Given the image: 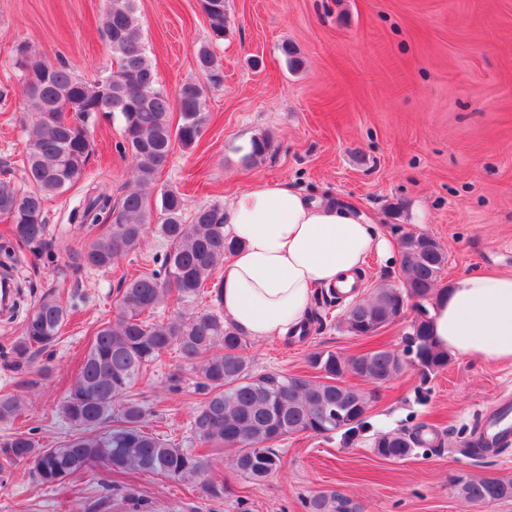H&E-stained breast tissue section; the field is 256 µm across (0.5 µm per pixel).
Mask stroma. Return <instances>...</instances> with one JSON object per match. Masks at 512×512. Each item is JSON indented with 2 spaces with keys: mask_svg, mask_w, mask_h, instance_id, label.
<instances>
[{
  "mask_svg": "<svg viewBox=\"0 0 512 512\" xmlns=\"http://www.w3.org/2000/svg\"><path fill=\"white\" fill-rule=\"evenodd\" d=\"M108 7V0H0V175L24 177L21 118L30 106L14 64L17 47L65 61L85 80L107 76L114 66L102 33ZM226 12L224 39L213 43L224 81L207 93V125L193 150L173 151L151 206L169 187L192 211L288 180L305 194L366 213L391 242L407 231L435 238L448 253L439 287L478 273L512 275V0H226ZM135 17L162 88L171 92L200 78L196 50L211 43L200 0H137ZM287 46L292 55L284 54ZM91 134L83 182L46 204L52 234L74 248L87 235L68 216L88 186L108 182L116 198L134 186L128 159L115 149L119 121L100 120ZM263 135L269 151L248 160L251 139ZM170 247L153 231L112 269L76 274L65 253L49 258L17 246L0 218V253L16 256L22 293L16 312L0 320V396L27 402L15 420L0 422V439L27 432L59 445L71 437L60 407L94 331L116 315L120 281L158 268ZM360 276L364 286L352 297L318 292L306 337L249 341L253 373L317 380L320 372L307 363L312 351L403 349L411 308L371 338L341 329L351 300L371 296L380 284H401L399 263L374 255ZM47 293L69 303V320L52 352L15 368L10 352L23 317ZM174 372L183 381L172 392L167 378ZM346 381L372 394L367 433L349 446L337 435L288 436L277 443L281 471L259 484L235 473L233 451L223 449L209 477L225 483L224 499L200 498L187 482L104 471L55 490L27 466L0 461V512H237L242 498L252 512H303V497L334 489L364 512H512V501L466 502L449 483L458 474L512 477V446L479 457L459 451L479 430L483 412L501 393L512 394V363L453 355L426 382L411 366L378 387L352 374ZM129 396L155 410L150 430L191 446L192 417L204 395L178 357L151 367ZM419 423L444 438L445 450L402 461L372 452L374 433Z\"/></svg>",
  "mask_w": 512,
  "mask_h": 512,
  "instance_id": "stroma-1",
  "label": "stroma"
}]
</instances>
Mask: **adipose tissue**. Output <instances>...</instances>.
<instances>
[{"instance_id":"ef3b65f1","label":"adipose tissue","mask_w":512,"mask_h":512,"mask_svg":"<svg viewBox=\"0 0 512 512\" xmlns=\"http://www.w3.org/2000/svg\"><path fill=\"white\" fill-rule=\"evenodd\" d=\"M224 222L240 247L219 271L220 306L256 341L298 333L316 290L351 284L367 256L396 258L358 209L310 200L285 181L233 195ZM430 317L437 350L486 364L512 361V275L458 280Z\"/></svg>"}]
</instances>
